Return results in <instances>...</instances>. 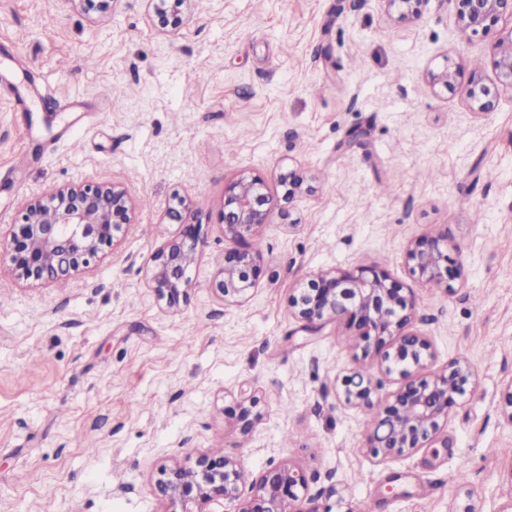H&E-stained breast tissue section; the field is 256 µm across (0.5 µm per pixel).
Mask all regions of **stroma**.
I'll use <instances>...</instances> for the list:
<instances>
[{"instance_id":"stroma-1","label":"stroma","mask_w":512,"mask_h":512,"mask_svg":"<svg viewBox=\"0 0 512 512\" xmlns=\"http://www.w3.org/2000/svg\"><path fill=\"white\" fill-rule=\"evenodd\" d=\"M497 33H459L455 0H424L399 23L383 0H196L159 31L150 0L110 14L77 0H0V85L45 92L0 102V231L34 197L79 181L125 184L131 222L66 287L0 273V512H163L162 465L219 450L249 478L285 462L324 512H477L512 502V95L473 110L432 84L445 65L487 84ZM22 54L28 74L14 71ZM365 145L340 148L353 127ZM231 151H224V141ZM303 185L239 245L262 257L249 302L211 284L237 243L219 220L224 185L278 175ZM201 227L190 301L163 310L152 255ZM441 236L461 250L450 286L413 275L407 247ZM378 265L414 296L432 343L428 374L468 359L475 384L424 447L387 459L365 447L369 414L336 384L356 367L343 324L306 332L290 299L322 270ZM262 417L229 414L241 384Z\"/></svg>"}]
</instances>
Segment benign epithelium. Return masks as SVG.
I'll list each match as a JSON object with an SVG mask.
<instances>
[{
  "label": "benign epithelium",
  "mask_w": 512,
  "mask_h": 512,
  "mask_svg": "<svg viewBox=\"0 0 512 512\" xmlns=\"http://www.w3.org/2000/svg\"><path fill=\"white\" fill-rule=\"evenodd\" d=\"M194 0H157L159 27L173 30L183 23ZM388 12L399 22H413L421 15L423 0H384ZM462 34L485 36L501 19L512 17V0H455ZM498 83L490 86L471 71L464 87L471 107L489 112L504 92L512 93V29L499 38L493 59ZM461 69L445 67L429 74L430 81L448 89L455 87ZM283 200H292L301 182L291 171L280 174ZM278 201L266 192L259 176L241 174L224 187L220 223L224 237L235 240L269 223ZM134 199L121 184L73 183L49 196L29 203L5 237L0 236V265L9 276L32 285L68 280L110 249L123 226L130 223ZM190 211V201L173 197L168 217L181 222ZM200 225L184 224L181 236L166 242L151 258L148 282L158 300L169 309L188 303L192 281L188 276L196 262ZM413 274L427 283L448 285L460 269V250L448 241L425 236L407 250ZM260 254L226 250L224 264L212 288L226 305L247 302L261 271ZM295 317L310 332L330 322H342L352 332V347L366 358L381 354V369L403 380L389 398L379 396V382L362 369L342 377L337 398L346 406L366 409L373 419L367 448L384 458L422 447L440 428V423L459 404L474 384L475 372L465 358H455L440 374L426 375L434 357L431 343L414 331H404L411 322L414 298L411 292L377 265L354 271L318 273L299 295L290 299ZM261 399L249 389L240 390L237 422L244 433L261 418ZM246 475L242 462L222 452H208L192 461L162 466L155 492L168 504V512H210L222 498L239 501L237 512H302L296 508L300 493L308 491L306 474L285 463L271 464L252 480L249 494L239 488Z\"/></svg>",
  "instance_id": "benign-epithelium-1"
}]
</instances>
